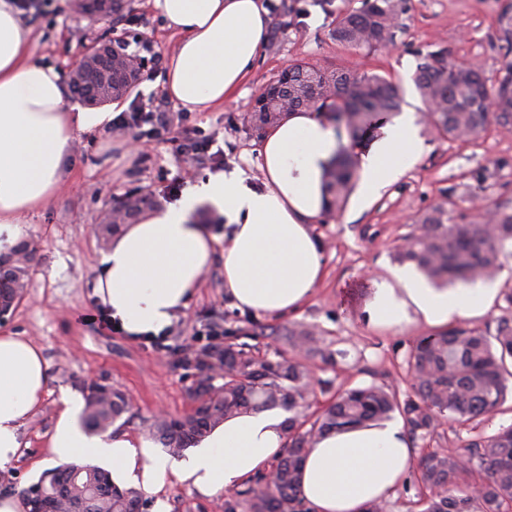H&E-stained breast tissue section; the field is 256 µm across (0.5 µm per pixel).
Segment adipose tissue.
<instances>
[{"label":"adipose tissue","mask_w":512,"mask_h":512,"mask_svg":"<svg viewBox=\"0 0 512 512\" xmlns=\"http://www.w3.org/2000/svg\"><path fill=\"white\" fill-rule=\"evenodd\" d=\"M169 26L182 32L166 74L167 95L191 112L223 104L241 86L270 23L262 0H153ZM31 30L9 0H0V250L28 233L23 216L61 189L76 133L104 131L112 115L65 102L59 72L28 59ZM341 142L312 112H292L264 138L262 189L240 173H217L189 185L178 203L127 225L101 258L96 293L131 334L159 332L185 307L216 247L224 249V288L239 309L257 315L299 310L324 274L322 247L311 226L327 203L325 172ZM419 151L409 117L389 126L361 161L359 203L381 189ZM224 214L233 229L217 240L197 210ZM497 284L434 288L413 267L377 281L365 309L369 326L404 330L414 323L442 328L493 308ZM47 386L46 364L27 340L0 332V467L22 446L21 429ZM66 402L43 466L73 457L101 459L116 483L159 493L178 479L217 498L248 483L282 453L286 412L226 419L185 459L154 453L150 441L94 436ZM413 462L400 422L326 434L309 449L300 493L313 512H366L390 499Z\"/></svg>","instance_id":"1"}]
</instances>
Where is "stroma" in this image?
<instances>
[{"mask_svg": "<svg viewBox=\"0 0 512 512\" xmlns=\"http://www.w3.org/2000/svg\"><path fill=\"white\" fill-rule=\"evenodd\" d=\"M38 2V9L23 16L34 30L30 59L63 73L78 54L113 32L128 41V53L147 59L170 57L180 40L150 0H130L132 10L115 30L108 21L75 12L71 0ZM264 2L270 26L247 79L224 105L190 113L187 120L214 134L215 158L196 161L180 155L175 143L163 137L153 141L151 158L143 161L126 139L112 132L95 140L80 134L61 190L25 215L28 236L38 243L40 256L0 330L17 333L41 349L48 384L41 407L22 429L17 458L0 467V494L16 495L39 480L43 471L38 463L46 455L63 400H83L84 384H109L130 397V413L112 431L134 441L153 440L155 416L189 412L194 371L179 363L177 354L208 344L204 332L216 319L225 338L257 334L256 346L264 355L284 350L282 337L289 328L313 330L322 347L337 354L332 363L318 357L307 361L316 382L314 406L327 404L338 389L360 384H395L408 392L410 352L432 329L418 324L401 333L370 330L364 310L375 280L388 276L396 265V247L418 232L422 217L438 205H447L457 218L472 216L477 202L512 213V125L493 121L477 138L445 139L422 121L425 106L413 82L418 63L439 49L457 60L479 63L490 81H498L512 62V52L497 33V17L508 0H407L403 31L390 48L378 51L348 49L330 36L337 15L360 7L361 0ZM300 60L353 67L396 81L403 111L418 119V158L366 207L349 201L314 223L324 276L300 310L256 317L236 308L224 291V254L219 251L187 307L174 312L161 344L131 336L94 295L104 251L95 231L102 213L129 191L151 190L161 177L181 179L188 169L198 181L218 171L239 170L249 185L261 186L263 137L244 117L283 66ZM160 498L167 512H224L223 498L202 497L175 479L160 496H147L144 512H154Z\"/></svg>", "mask_w": 512, "mask_h": 512, "instance_id": "1", "label": "stroma"}]
</instances>
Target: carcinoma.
<instances>
[{
  "label": "carcinoma",
  "instance_id": "1",
  "mask_svg": "<svg viewBox=\"0 0 512 512\" xmlns=\"http://www.w3.org/2000/svg\"><path fill=\"white\" fill-rule=\"evenodd\" d=\"M405 0H363L360 8L336 19L331 37L351 49L376 50L396 37L402 27ZM498 38L512 49V4L498 15ZM312 78L319 91L304 90ZM413 81L427 107L426 120L450 139L477 136L490 117L512 123V63L490 90L481 68L455 61L439 49L417 66ZM280 87L288 111L317 112L336 122L350 137L326 172L327 211L340 209L350 192L355 162L352 149L370 140L379 117L401 110L399 87L378 73L323 69L293 62L256 97L251 124L258 130L275 123L270 88ZM149 194L135 197L121 223L134 224L150 210ZM495 225L481 218L460 222L439 205L422 219L419 231L396 251L401 263L415 266L434 287L448 288L491 279L498 273L507 243L512 242V213L490 209ZM37 246L23 241L0 256V307L12 309L27 284L37 259ZM289 353L258 358L255 346L227 341L187 349L179 361L198 371L188 390L190 412L153 422L163 448L180 456L197 446L224 419L248 411L281 406L287 420L288 443L271 471V485L259 476L242 490L224 496V512H311L299 496L301 465L307 449L324 433L370 423L399 414L411 445L435 433L449 415L474 424L465 450L470 466L449 453L428 451L419 460L417 482L429 492L424 512H512V426L488 434L481 425L504 403L512 380V317L502 316L490 329L450 327L423 338L410 356L413 394L405 397L393 385L346 387L336 399L304 419L293 414L310 406L313 388L304 360L332 358L306 326L283 337ZM223 380L219 386L216 379ZM83 426L94 433L108 431L130 410L127 395L110 385L84 388ZM23 512H139L141 492L120 487L112 474L91 463L67 464L18 491Z\"/></svg>",
  "mask_w": 512,
  "mask_h": 512
}]
</instances>
